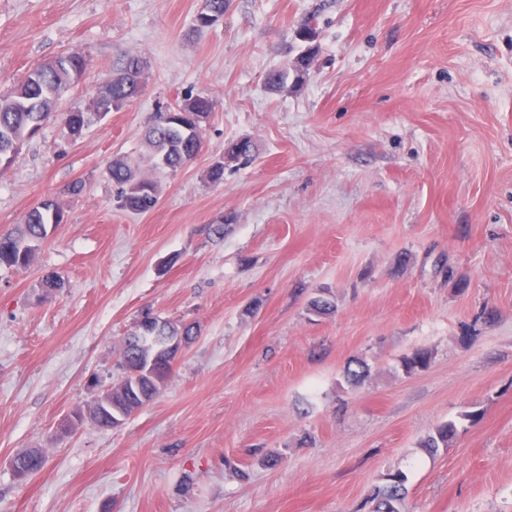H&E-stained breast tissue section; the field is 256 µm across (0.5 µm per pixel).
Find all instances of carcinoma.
Listing matches in <instances>:
<instances>
[{
	"mask_svg": "<svg viewBox=\"0 0 512 512\" xmlns=\"http://www.w3.org/2000/svg\"><path fill=\"white\" fill-rule=\"evenodd\" d=\"M86 59L80 54L69 53L58 64L48 63L33 69L23 81L10 92L0 94V158L16 153L23 142L34 135L49 119L57 101L78 84L77 75L86 70ZM144 60L138 54L126 56L122 67L109 82L107 93L94 95L91 103L80 112L65 113V126L74 139L81 137L93 123L118 111L135 100L144 80ZM214 110L213 100L204 94H186L174 105L154 115L149 124L146 139L150 147L147 158L149 174L140 173V161L128 158L112 160L109 176L116 187L119 208L143 214L154 209L158 203V181L156 174L175 173L193 161L201 152L203 140L201 126ZM254 152L249 140H240L227 145L222 157L208 168L207 178L213 184L224 181V170L230 166L248 164ZM63 213L54 198L42 200L24 216L23 223L10 231L0 232V268H25L36 251L47 241L49 227L62 222ZM196 329L191 323H177L157 317L153 327L146 331L142 324L126 337L121 353L122 369L137 368L139 353L147 350L150 336H184L193 339ZM431 354L417 349L403 357L402 368L411 374L429 365ZM172 371L169 355H159L153 375L135 380L126 379L112 388V407L126 413L150 402L158 393L160 385ZM369 374L368 365L360 360L351 361L345 371L348 382L361 384ZM458 434L453 420L439 425L435 432L420 443L429 452L449 447ZM43 458L34 450L17 464L19 471H38ZM407 477L402 472L389 473L385 483L373 490L366 503L369 512H406Z\"/></svg>",
	"mask_w": 512,
	"mask_h": 512,
	"instance_id": "obj_1",
	"label": "carcinoma"
}]
</instances>
